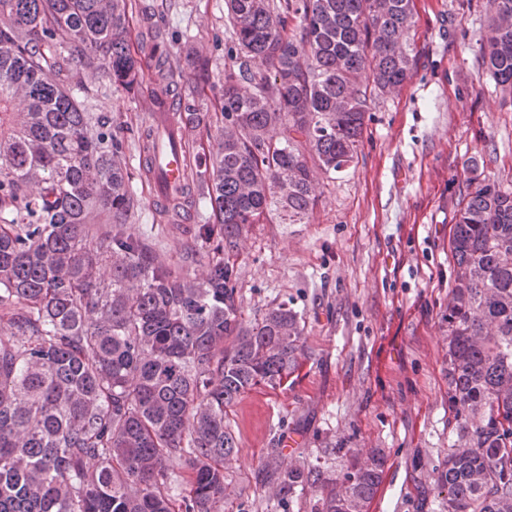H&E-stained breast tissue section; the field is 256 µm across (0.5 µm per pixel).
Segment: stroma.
<instances>
[{
    "label": "stroma",
    "mask_w": 512,
    "mask_h": 512,
    "mask_svg": "<svg viewBox=\"0 0 512 512\" xmlns=\"http://www.w3.org/2000/svg\"><path fill=\"white\" fill-rule=\"evenodd\" d=\"M174 49L208 59L206 98L222 93L230 45L224 0H139ZM489 0H415L409 31L418 53L410 81L372 105L358 159L324 181L310 223L256 224L240 241L245 316L285 303L304 316L307 358L288 389H257L228 408L240 448L224 512H311L315 493H278L267 456L338 469L339 448L385 456L371 512H444L435 469L454 439L448 423V231L469 159L479 177L512 187V94L479 62ZM91 112L120 122L125 138L147 126L150 101L85 81ZM137 207L127 222L188 274L207 248L196 240L203 213L169 223L137 155L126 157ZM301 441L285 452L288 438Z\"/></svg>",
    "instance_id": "35a3bbf8"
}]
</instances>
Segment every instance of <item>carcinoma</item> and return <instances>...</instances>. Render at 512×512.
Wrapping results in <instances>:
<instances>
[{"mask_svg":"<svg viewBox=\"0 0 512 512\" xmlns=\"http://www.w3.org/2000/svg\"><path fill=\"white\" fill-rule=\"evenodd\" d=\"M413 0H224L221 97L184 102L196 169L168 201L205 204L207 269L194 277L130 233L125 143L86 110L73 62L127 94L177 70L204 91L199 50L137 31V0H0V512H223L238 446L227 408L299 370L303 317L247 320L238 240L307 224L319 177L358 158L378 98L410 79ZM479 58L512 92V0H491ZM448 247V414L435 482L447 512H512V191L459 187ZM265 464L314 512H369L384 461ZM180 466L173 474L170 464Z\"/></svg>","mask_w":512,"mask_h":512,"instance_id":"obj_1","label":"carcinoma"}]
</instances>
